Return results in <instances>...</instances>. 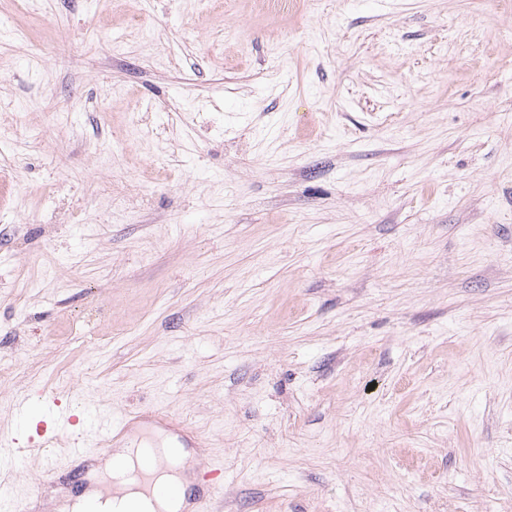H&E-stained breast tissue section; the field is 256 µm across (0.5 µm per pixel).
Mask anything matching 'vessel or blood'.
<instances>
[{
	"label": "vessel or blood",
	"mask_w": 512,
	"mask_h": 512,
	"mask_svg": "<svg viewBox=\"0 0 512 512\" xmlns=\"http://www.w3.org/2000/svg\"><path fill=\"white\" fill-rule=\"evenodd\" d=\"M34 404L45 409L46 414L28 436V444L48 448L54 446L60 438L71 435L77 438L69 450L66 472H59L51 460L44 465L45 482L61 485L70 495L92 489L106 493V485H92L91 470L99 459L109 455L112 448L132 438L162 434L181 442H191L198 437L195 430L185 424L173 423L169 415L158 407L137 412L102 411L94 416L89 406L81 400L59 395L50 389L22 395L16 401L18 410L23 413L29 412ZM16 443L15 436H0V512H40L38 497L31 495L26 501L17 502L13 486L8 480L9 474L21 464V457L15 451ZM165 467L166 463L160 457L148 455L143 458L137 468L142 493L151 498H184L182 512H210V506L221 488L223 462H214L201 473L196 489L191 493L183 492L177 484L157 481V472Z\"/></svg>",
	"instance_id": "vessel-or-blood-1"
}]
</instances>
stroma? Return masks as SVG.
I'll use <instances>...</instances> for the list:
<instances>
[{
    "instance_id": "1",
    "label": "stroma",
    "mask_w": 512,
    "mask_h": 512,
    "mask_svg": "<svg viewBox=\"0 0 512 512\" xmlns=\"http://www.w3.org/2000/svg\"><path fill=\"white\" fill-rule=\"evenodd\" d=\"M35 8L0 0V432L51 382L195 429L213 512H512V9Z\"/></svg>"
}]
</instances>
